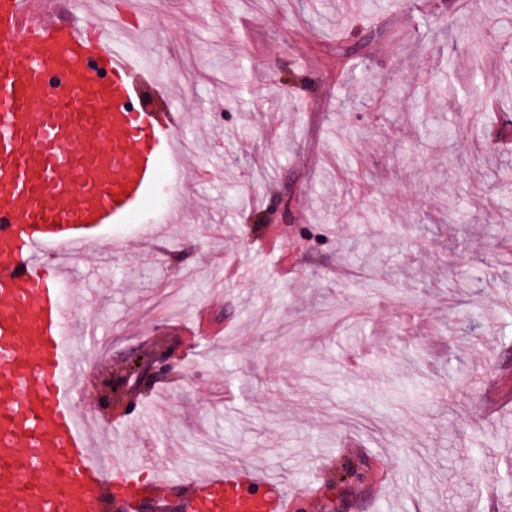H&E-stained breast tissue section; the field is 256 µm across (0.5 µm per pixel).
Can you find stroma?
<instances>
[{
    "label": "stroma",
    "mask_w": 512,
    "mask_h": 512,
    "mask_svg": "<svg viewBox=\"0 0 512 512\" xmlns=\"http://www.w3.org/2000/svg\"><path fill=\"white\" fill-rule=\"evenodd\" d=\"M186 214L62 295L95 442L184 481L213 460L290 512H512V0H141ZM503 105L466 109L473 81ZM190 346L130 403L97 380ZM376 474L345 489L344 463Z\"/></svg>",
    "instance_id": "stroma-1"
}]
</instances>
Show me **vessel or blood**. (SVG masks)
Instances as JSON below:
<instances>
[{
  "instance_id": "1",
  "label": "vessel or blood",
  "mask_w": 512,
  "mask_h": 512,
  "mask_svg": "<svg viewBox=\"0 0 512 512\" xmlns=\"http://www.w3.org/2000/svg\"><path fill=\"white\" fill-rule=\"evenodd\" d=\"M37 0H0V512H114L113 483L132 487L136 471L113 469L97 451L72 393L85 373L66 358L73 320L61 288L75 262L106 251L105 230L126 224L159 188L178 220L186 149L169 114L138 104V77L161 73L128 49L133 34L107 20L92 38L79 14L67 22ZM55 255L46 265L45 255ZM179 487L180 512H288L271 481L228 470Z\"/></svg>"
}]
</instances>
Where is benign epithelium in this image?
<instances>
[{
	"instance_id": "obj_1",
	"label": "benign epithelium",
	"mask_w": 512,
	"mask_h": 512,
	"mask_svg": "<svg viewBox=\"0 0 512 512\" xmlns=\"http://www.w3.org/2000/svg\"><path fill=\"white\" fill-rule=\"evenodd\" d=\"M182 346L181 339L163 336L149 347L131 351L118 361L116 370L105 380L106 388L121 396L137 395L159 377L172 372Z\"/></svg>"
}]
</instances>
